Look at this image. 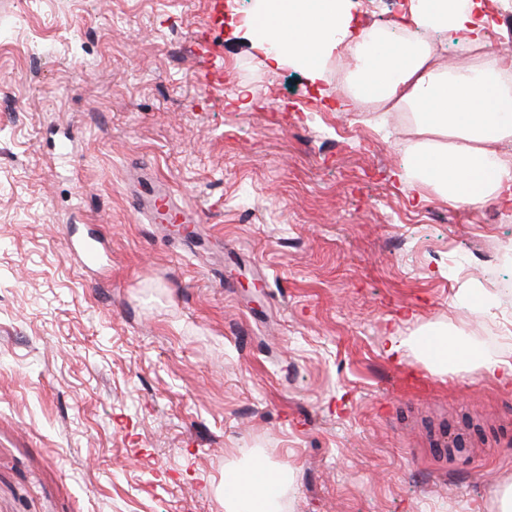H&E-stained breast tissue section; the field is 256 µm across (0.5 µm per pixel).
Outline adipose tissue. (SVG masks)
<instances>
[{"instance_id":"adipose-tissue-1","label":"adipose tissue","mask_w":512,"mask_h":512,"mask_svg":"<svg viewBox=\"0 0 512 512\" xmlns=\"http://www.w3.org/2000/svg\"><path fill=\"white\" fill-rule=\"evenodd\" d=\"M259 20L248 28L268 65L305 69L326 79V66L345 47L356 66L338 95L346 109L374 101L411 116L405 182L431 188L454 207L477 209L489 201L512 202V60L487 50L472 0H410L399 39L375 28L353 30L338 0H262ZM452 32L470 59L465 69L443 68L437 43L417 40L423 31ZM264 463L229 480L225 512H274L258 485Z\"/></svg>"}]
</instances>
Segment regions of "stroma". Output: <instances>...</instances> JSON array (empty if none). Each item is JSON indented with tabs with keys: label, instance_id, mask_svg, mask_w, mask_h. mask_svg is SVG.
<instances>
[{
	"label": "stroma",
	"instance_id": "1",
	"mask_svg": "<svg viewBox=\"0 0 512 512\" xmlns=\"http://www.w3.org/2000/svg\"><path fill=\"white\" fill-rule=\"evenodd\" d=\"M258 5L0 0V512H224L259 459L278 512L512 504V382L415 346L512 361V210L400 182L408 116L266 67ZM139 209L149 215L155 223L163 224V220H167L168 223H176L179 211L174 208L171 202V198L166 192H155L148 196H141L135 200ZM83 262L88 266L101 264L105 248L101 239L93 232L80 245L79 250Z\"/></svg>",
	"mask_w": 512,
	"mask_h": 512
}]
</instances>
